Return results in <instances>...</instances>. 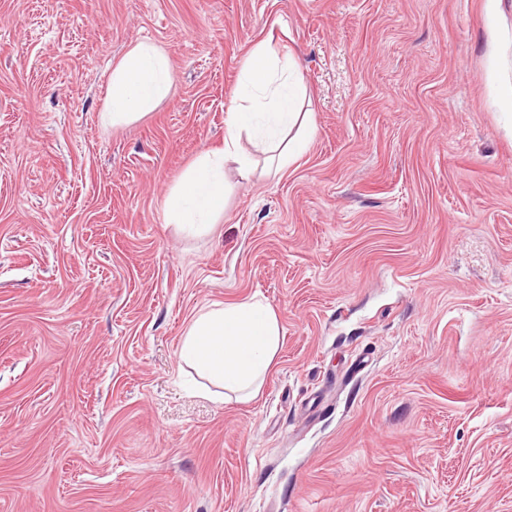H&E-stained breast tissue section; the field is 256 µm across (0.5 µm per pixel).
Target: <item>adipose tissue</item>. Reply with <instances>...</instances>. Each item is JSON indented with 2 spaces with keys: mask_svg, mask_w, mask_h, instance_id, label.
I'll return each instance as SVG.
<instances>
[{
  "mask_svg": "<svg viewBox=\"0 0 512 512\" xmlns=\"http://www.w3.org/2000/svg\"><path fill=\"white\" fill-rule=\"evenodd\" d=\"M172 72L167 56L155 45L129 49L112 69L107 91L106 118L115 125L136 121L167 98ZM303 95L297 63L280 54L271 41L259 42L246 56L241 83L234 95L224 133V147L200 156L170 191L166 214L170 221L189 226L209 225L224 210L233 190L228 178L247 179L257 170V155L271 167H289L304 153L312 134L309 113L300 111ZM253 151H245L242 138ZM283 339L276 312L263 297L217 304L199 311L182 336L177 357L207 378L197 393L212 397L214 388L247 402L260 392Z\"/></svg>",
  "mask_w": 512,
  "mask_h": 512,
  "instance_id": "adipose-tissue-1",
  "label": "adipose tissue"
}]
</instances>
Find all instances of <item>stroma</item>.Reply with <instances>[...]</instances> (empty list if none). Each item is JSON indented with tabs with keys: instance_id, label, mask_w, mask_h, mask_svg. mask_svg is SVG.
Here are the masks:
<instances>
[{
	"instance_id": "1",
	"label": "stroma",
	"mask_w": 512,
	"mask_h": 512,
	"mask_svg": "<svg viewBox=\"0 0 512 512\" xmlns=\"http://www.w3.org/2000/svg\"><path fill=\"white\" fill-rule=\"evenodd\" d=\"M494 27L512 0H0V512H512ZM266 38L310 146L188 233L166 197ZM139 42L173 89L104 126ZM256 293L261 392H190V320Z\"/></svg>"
}]
</instances>
